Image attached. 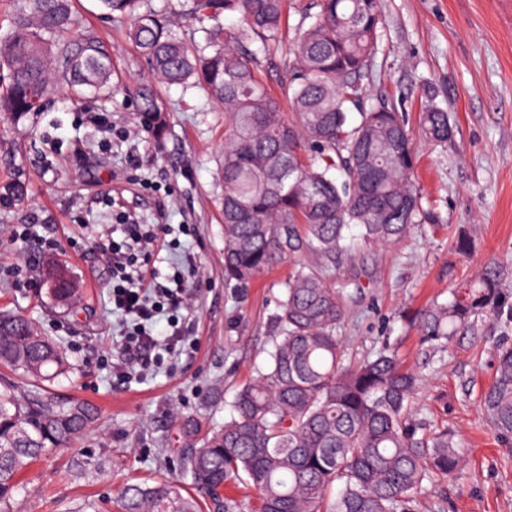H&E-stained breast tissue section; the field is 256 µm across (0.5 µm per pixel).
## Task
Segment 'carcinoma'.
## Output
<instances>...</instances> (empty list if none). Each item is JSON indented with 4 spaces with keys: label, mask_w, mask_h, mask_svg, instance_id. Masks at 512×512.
Returning a JSON list of instances; mask_svg holds the SVG:
<instances>
[{
    "label": "carcinoma",
    "mask_w": 512,
    "mask_h": 512,
    "mask_svg": "<svg viewBox=\"0 0 512 512\" xmlns=\"http://www.w3.org/2000/svg\"><path fill=\"white\" fill-rule=\"evenodd\" d=\"M105 14L131 16L129 43L152 80L135 86L140 124L156 139L167 131L168 105L155 83L195 84L224 108V280L245 288L288 262L284 295L264 370L236 395V415L207 436L181 465L217 512H237L224 482L254 488L260 512H415L423 482L464 466L446 430L422 432L412 403L421 376L385 345L373 356L345 358L341 328L356 246L401 242L422 218L414 181L416 145L404 113L386 96L366 105L363 78L378 50L379 0H316L284 61L283 96L262 77L261 56L280 42L284 0H188L191 19L238 17L209 32L211 51H193L150 0H97ZM74 0H23L0 38V112L37 111L62 85L76 98L121 90L112 48L77 28ZM293 111L287 120L282 102ZM360 121L349 125L348 112ZM423 140L445 144L448 112L430 104L419 115ZM349 273L336 283V269ZM74 291L70 275L46 295L58 306ZM507 296L496 271L484 269L412 318L428 342L443 345L500 314ZM0 364L20 372L0 381V512H13L21 474L39 458L86 433L97 412L52 389L69 365L60 344L28 320L0 313ZM481 406L491 429L512 447V345L501 344ZM340 489L335 500L328 492ZM121 512H200L177 480L131 484Z\"/></svg>",
    "instance_id": "cac0c4a2"
}]
</instances>
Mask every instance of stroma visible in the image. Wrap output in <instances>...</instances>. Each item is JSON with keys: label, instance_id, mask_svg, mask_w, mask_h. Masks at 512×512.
<instances>
[{"label": "stroma", "instance_id": "1", "mask_svg": "<svg viewBox=\"0 0 512 512\" xmlns=\"http://www.w3.org/2000/svg\"><path fill=\"white\" fill-rule=\"evenodd\" d=\"M75 9L111 45L127 83L149 79L124 24L101 18L95 0H76ZM381 11L379 50L365 85L412 116L433 101L447 112L453 136L417 145L414 176L425 220L399 244L361 251V287L341 329L344 346L356 359L385 344L397 348L423 375L417 421L428 431L448 430L465 457L455 476L424 483L419 512H512V447L501 445L479 407L497 348L512 341V318L487 316L440 350L422 343L410 322L491 262L512 301V0H381ZM163 93L171 112L160 140L138 126L120 92L77 103L58 89L37 115L17 121L0 113V308L61 342L72 370L57 393L99 411L87 434L26 470L16 512H77L87 502L117 512L126 485L177 477L180 460L232 417L236 392L268 361L289 267L263 272L247 288L225 286L217 177L224 110L197 87ZM92 107L111 113L112 134L86 120ZM161 210L170 224L191 229L163 251L160 269L168 273L185 254L196 257L200 271L187 288L199 347L123 387L112 366L127 354L114 341L112 282L97 242L121 215L149 222ZM23 224L58 240L78 279L71 309L52 306L37 270L26 269L32 247L11 239ZM461 228L471 239L464 254L454 245Z\"/></svg>", "mask_w": 512, "mask_h": 512}]
</instances>
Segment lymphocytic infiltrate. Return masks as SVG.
Instances as JSON below:
<instances>
[{
  "instance_id": "1",
  "label": "lymphocytic infiltrate",
  "mask_w": 512,
  "mask_h": 512,
  "mask_svg": "<svg viewBox=\"0 0 512 512\" xmlns=\"http://www.w3.org/2000/svg\"><path fill=\"white\" fill-rule=\"evenodd\" d=\"M120 231V239L99 248L112 279L109 300L120 321L119 340L133 356L115 368L116 380L126 384L147 375L164 356L184 350L188 336L178 314L188 306L185 284L198 266L189 259L173 274H159L156 262L173 225L132 221Z\"/></svg>"
}]
</instances>
